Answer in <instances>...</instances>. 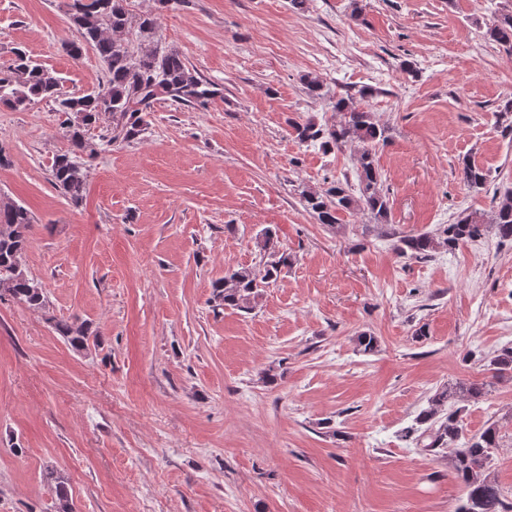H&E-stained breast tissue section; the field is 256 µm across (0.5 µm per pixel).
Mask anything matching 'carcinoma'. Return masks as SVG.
<instances>
[{
  "instance_id": "1",
  "label": "carcinoma",
  "mask_w": 512,
  "mask_h": 512,
  "mask_svg": "<svg viewBox=\"0 0 512 512\" xmlns=\"http://www.w3.org/2000/svg\"><path fill=\"white\" fill-rule=\"evenodd\" d=\"M66 7L71 23L80 32V40L66 43L65 49L77 58L84 47H92L106 65V83L88 93L67 94L62 91V80L56 71L17 51L12 63L0 71V105L16 110L39 99L54 103L58 112L74 115L65 130L69 148L56 156L52 178L63 195L78 205L86 191V175L78 158L83 154L93 157L100 150V144L86 138L87 127L112 120L110 143L120 144L144 131L142 113L150 111L159 98L204 107L219 90L198 76L177 50L162 45L160 38L155 46L138 54L131 51L123 33L135 23L139 32L155 36L157 22L150 15L133 17L129 0H68ZM488 33L493 41L512 49V13L501 15ZM332 109L341 114L339 123H295L296 139L301 144H317L326 152L339 150L347 142L361 143L357 169L359 196L350 194L349 185L335 181L321 191H302L301 202L319 223L328 226L339 224L340 213L355 206L368 211L377 223L386 224L390 201L383 192L375 160L376 145L386 139V129L351 96L337 97ZM462 175L464 183L475 189L484 187L488 180L487 172L471 162L464 164ZM31 224L32 216L24 206L0 204V292L30 308H41L43 293L21 265ZM488 227L477 215L461 213L443 227L441 236L399 235L394 248L402 256L426 260L441 246L451 250L461 242L482 238ZM491 227L500 240L512 241V190L499 198ZM258 248L264 275L238 266L225 271L224 277L214 282V297L224 308L246 312L254 309L265 288L288 266L290 256L280 249L276 229H263ZM56 329L76 348L83 347L90 336L89 327L83 322H59ZM487 367L497 379L512 375V348L490 358ZM488 386L487 382H471L436 389L428 398V406L401 431L402 440L429 454L452 451V470L464 487L457 512H512V505L506 502L489 474L493 452L499 447L498 425L492 422L482 431L469 434L462 420L463 402L482 398ZM47 479L54 484L56 512H73L64 477L50 471Z\"/></svg>"
}]
</instances>
